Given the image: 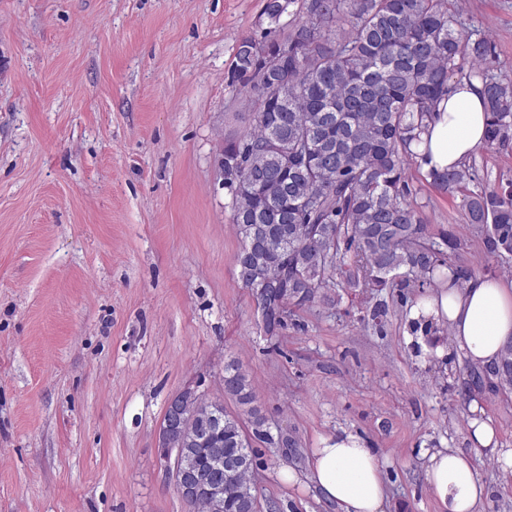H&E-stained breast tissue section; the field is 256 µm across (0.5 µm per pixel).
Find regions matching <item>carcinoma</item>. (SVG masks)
<instances>
[{
  "label": "carcinoma",
  "instance_id": "1",
  "mask_svg": "<svg viewBox=\"0 0 512 512\" xmlns=\"http://www.w3.org/2000/svg\"><path fill=\"white\" fill-rule=\"evenodd\" d=\"M261 39L241 40L229 84L252 104L249 126L224 139L235 165L224 169L235 255L242 287L261 308L266 332L284 325L286 305L315 301L338 276L368 293L399 280L403 288L436 286L445 269L464 277L450 257L463 244L430 236L411 198L406 163L448 95L457 59L480 78L489 124L485 147L512 140V80L479 71L491 51L471 40L449 0H264ZM287 23H282L284 17ZM288 47V57L282 48ZM441 193L463 196L468 221L487 253L512 257V194L475 192L474 166L431 172ZM469 389H512V344L493 366H471ZM224 396L238 412L220 409V424L186 445L206 466L233 450L240 462L223 512H249L257 502L252 439L274 445L255 405L247 372L224 365Z\"/></svg>",
  "mask_w": 512,
  "mask_h": 512
}]
</instances>
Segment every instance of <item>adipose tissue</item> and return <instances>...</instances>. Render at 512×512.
<instances>
[{
  "label": "adipose tissue",
  "mask_w": 512,
  "mask_h": 512,
  "mask_svg": "<svg viewBox=\"0 0 512 512\" xmlns=\"http://www.w3.org/2000/svg\"><path fill=\"white\" fill-rule=\"evenodd\" d=\"M487 122L482 82L450 85L426 131L412 145L422 170L443 171L469 158L484 145ZM410 318L447 327L454 350L469 363L493 364L512 341V282L471 276L459 285L454 277H447L441 288L411 308ZM469 412L472 446L493 453L503 470L511 473L512 450H500L479 397L471 398ZM425 476L444 512H482L489 498L485 481L464 453L450 449L432 453ZM308 478L327 502L335 504L336 512H386L389 491L384 465L358 435L324 439L312 451Z\"/></svg>",
  "instance_id": "ef3b65f1"
}]
</instances>
